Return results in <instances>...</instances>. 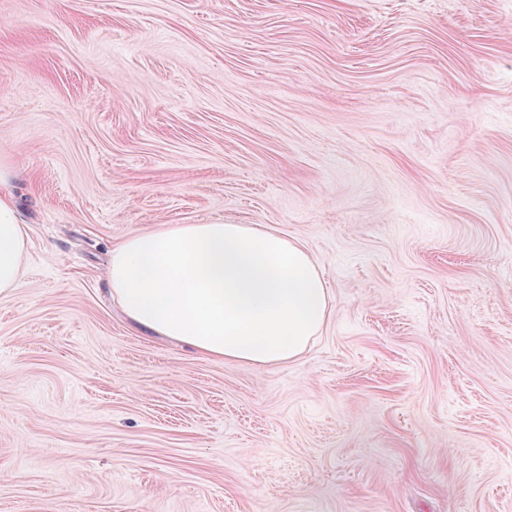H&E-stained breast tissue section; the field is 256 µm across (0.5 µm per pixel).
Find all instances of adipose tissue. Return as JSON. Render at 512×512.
Instances as JSON below:
<instances>
[{"label": "adipose tissue", "instance_id": "adipose-tissue-1", "mask_svg": "<svg viewBox=\"0 0 512 512\" xmlns=\"http://www.w3.org/2000/svg\"><path fill=\"white\" fill-rule=\"evenodd\" d=\"M16 178L0 156V296L20 288L28 243ZM107 278L137 326L201 357L256 368L300 358L332 310L307 249L255 224H168L131 235L113 248Z\"/></svg>", "mask_w": 512, "mask_h": 512}]
</instances>
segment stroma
Here are the masks:
<instances>
[{"label":"stroma","instance_id":"1","mask_svg":"<svg viewBox=\"0 0 512 512\" xmlns=\"http://www.w3.org/2000/svg\"><path fill=\"white\" fill-rule=\"evenodd\" d=\"M0 155V512H512V0H0ZM165 224L300 240L320 336L135 326ZM17 172L7 157L0 156V296L21 286L22 260L28 243L26 226L19 222L14 202Z\"/></svg>","mask_w":512,"mask_h":512}]
</instances>
